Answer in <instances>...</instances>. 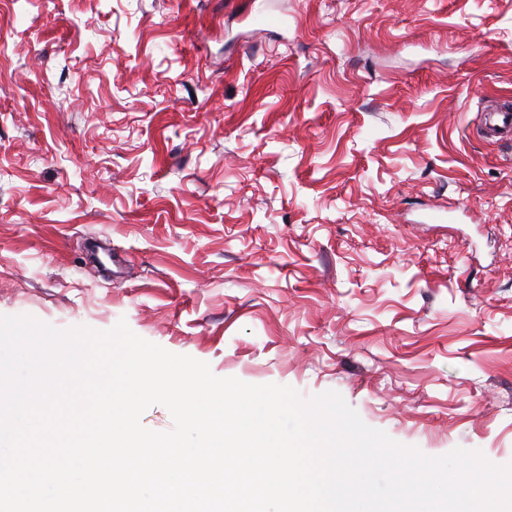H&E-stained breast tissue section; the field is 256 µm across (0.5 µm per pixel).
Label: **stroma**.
I'll return each instance as SVG.
<instances>
[{
	"instance_id": "35a3bbf8",
	"label": "stroma",
	"mask_w": 512,
	"mask_h": 512,
	"mask_svg": "<svg viewBox=\"0 0 512 512\" xmlns=\"http://www.w3.org/2000/svg\"><path fill=\"white\" fill-rule=\"evenodd\" d=\"M506 105L512 0H0V314L512 463Z\"/></svg>"
}]
</instances>
